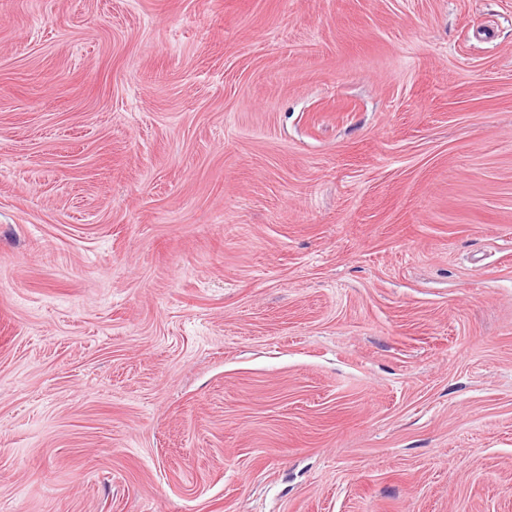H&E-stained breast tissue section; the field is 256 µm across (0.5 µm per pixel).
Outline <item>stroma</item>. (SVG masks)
Here are the masks:
<instances>
[{"mask_svg":"<svg viewBox=\"0 0 512 512\" xmlns=\"http://www.w3.org/2000/svg\"><path fill=\"white\" fill-rule=\"evenodd\" d=\"M0 512H512V0H0Z\"/></svg>","mask_w":512,"mask_h":512,"instance_id":"1","label":"stroma"}]
</instances>
